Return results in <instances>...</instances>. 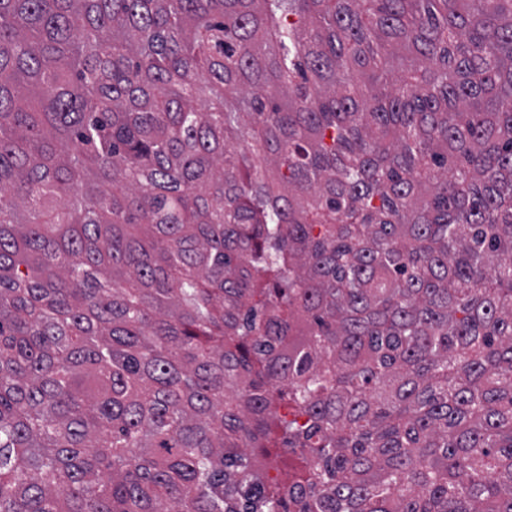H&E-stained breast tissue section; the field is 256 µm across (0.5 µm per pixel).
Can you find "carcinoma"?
<instances>
[{
  "mask_svg": "<svg viewBox=\"0 0 512 512\" xmlns=\"http://www.w3.org/2000/svg\"><path fill=\"white\" fill-rule=\"evenodd\" d=\"M0 512H512V0H0Z\"/></svg>",
  "mask_w": 512,
  "mask_h": 512,
  "instance_id": "obj_1",
  "label": "carcinoma"
}]
</instances>
